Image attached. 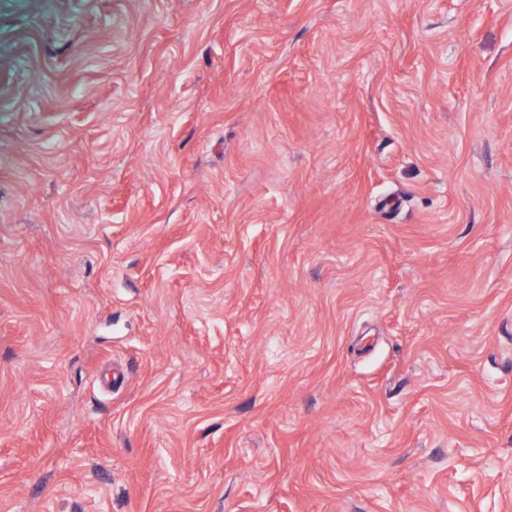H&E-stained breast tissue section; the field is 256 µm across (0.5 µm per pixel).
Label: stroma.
<instances>
[{"mask_svg": "<svg viewBox=\"0 0 512 512\" xmlns=\"http://www.w3.org/2000/svg\"><path fill=\"white\" fill-rule=\"evenodd\" d=\"M0 512H512V0H0Z\"/></svg>", "mask_w": 512, "mask_h": 512, "instance_id": "obj_1", "label": "stroma"}]
</instances>
